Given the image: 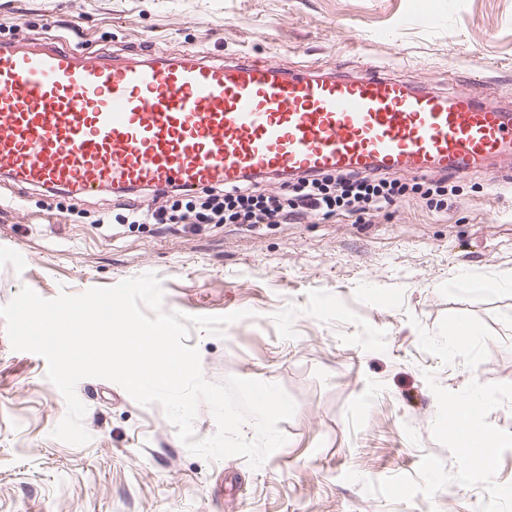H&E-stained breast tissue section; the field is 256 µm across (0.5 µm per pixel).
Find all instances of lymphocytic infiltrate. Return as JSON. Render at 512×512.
<instances>
[{
    "mask_svg": "<svg viewBox=\"0 0 512 512\" xmlns=\"http://www.w3.org/2000/svg\"><path fill=\"white\" fill-rule=\"evenodd\" d=\"M407 187L388 172L336 176L309 175L290 183L287 189L270 192L260 178L235 186H210L198 194L176 187L171 204L152 206L128 197L120 205L116 223L181 224L193 232L205 224H237L255 230L272 224H296L306 213L369 216L405 195Z\"/></svg>",
    "mask_w": 512,
    "mask_h": 512,
    "instance_id": "f902f5d3",
    "label": "lymphocytic infiltrate"
}]
</instances>
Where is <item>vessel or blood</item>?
Segmentation results:
<instances>
[{
    "instance_id": "1",
    "label": "vessel or blood",
    "mask_w": 512,
    "mask_h": 512,
    "mask_svg": "<svg viewBox=\"0 0 512 512\" xmlns=\"http://www.w3.org/2000/svg\"><path fill=\"white\" fill-rule=\"evenodd\" d=\"M511 156L512 113L472 83L447 96L376 63L325 73L197 51L120 62L0 41V172L18 185L159 194L256 175H463Z\"/></svg>"
}]
</instances>
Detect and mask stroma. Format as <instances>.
Segmentation results:
<instances>
[{
	"label": "stroma",
	"mask_w": 512,
	"mask_h": 512,
	"mask_svg": "<svg viewBox=\"0 0 512 512\" xmlns=\"http://www.w3.org/2000/svg\"><path fill=\"white\" fill-rule=\"evenodd\" d=\"M1 40L323 72L377 61L448 94L479 64L490 103L512 108V0H0ZM492 177L455 179L439 211L412 192L360 222L194 234L99 223L108 191L0 179V305L152 272L164 311H253L220 337L192 331L207 380L276 383L296 403L254 469L191 454L161 406L85 378L91 440L73 446L52 436L67 407L46 361L13 350L0 319V512H512V184ZM453 400L497 436L490 469L457 452Z\"/></svg>",
	"instance_id": "1"
}]
</instances>
